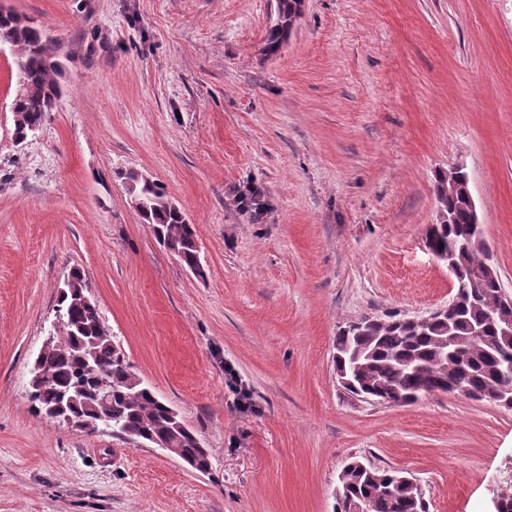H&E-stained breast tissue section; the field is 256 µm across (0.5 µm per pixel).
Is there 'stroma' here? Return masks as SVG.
<instances>
[{"label": "stroma", "instance_id": "stroma-1", "mask_svg": "<svg viewBox=\"0 0 512 512\" xmlns=\"http://www.w3.org/2000/svg\"><path fill=\"white\" fill-rule=\"evenodd\" d=\"M0 3L73 52L58 110L19 145L0 50V512H333L355 458L416 478L426 512H495L512 409L369 402L332 355L347 322L453 296L425 244L452 164L512 295V0H307L272 56L275 0ZM130 170L194 224L204 276L131 206ZM74 267L210 473L33 414Z\"/></svg>", "mask_w": 512, "mask_h": 512}]
</instances>
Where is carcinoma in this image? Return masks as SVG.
<instances>
[{"mask_svg": "<svg viewBox=\"0 0 512 512\" xmlns=\"http://www.w3.org/2000/svg\"><path fill=\"white\" fill-rule=\"evenodd\" d=\"M302 16V0H276L262 52L271 56ZM0 44L15 48L24 62L23 89L12 101L14 131L26 136L42 128L47 115L57 110L63 95L58 47L44 39V28L19 14L0 17ZM130 201L156 239L187 267L204 276L196 231L184 212L151 177L137 171L123 176ZM435 223L426 232L429 250L438 253L453 248L465 275H472L486 262V250L476 240L472 209L462 185L439 177L434 186ZM71 282L58 293L55 310L61 314L54 343L39 357L42 382L30 391L31 409L53 421L48 408L61 402L74 418L92 419L103 414L112 434L148 445L167 444L188 465L207 464L198 448V436L174 408L135 377V372L105 330L96 304L87 301L83 271L73 269ZM500 284L490 278L461 289L457 311L450 317L410 325L396 315L378 318L369 327L354 332L339 329L334 349L347 347L362 353V368L354 378L361 395L379 403L402 400L413 403L422 395L445 392L449 385L464 389L467 398L495 401V392L512 386V337L503 336L489 324L498 309ZM482 328L483 337L471 335ZM109 391L107 403L99 398ZM394 468L370 466L348 473L349 501L336 502L334 512H353L366 501L368 512H425L424 502L397 484Z\"/></svg>", "mask_w": 512, "mask_h": 512, "instance_id": "carcinoma-1", "label": "carcinoma"}]
</instances>
